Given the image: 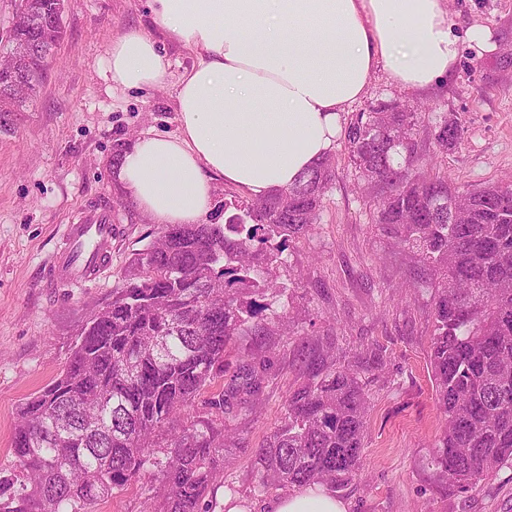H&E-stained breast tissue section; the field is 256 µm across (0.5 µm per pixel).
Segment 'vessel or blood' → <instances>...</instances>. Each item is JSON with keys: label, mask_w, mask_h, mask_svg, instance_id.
<instances>
[{"label": "vessel or blood", "mask_w": 512, "mask_h": 512, "mask_svg": "<svg viewBox=\"0 0 512 512\" xmlns=\"http://www.w3.org/2000/svg\"><path fill=\"white\" fill-rule=\"evenodd\" d=\"M117 230L111 207H85L78 221L65 227L66 248L55 258L51 278L80 287L95 285L108 268Z\"/></svg>", "instance_id": "obj_1"}]
</instances>
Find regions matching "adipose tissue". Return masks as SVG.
<instances>
[{
	"label": "adipose tissue",
	"mask_w": 512,
	"mask_h": 512,
	"mask_svg": "<svg viewBox=\"0 0 512 512\" xmlns=\"http://www.w3.org/2000/svg\"><path fill=\"white\" fill-rule=\"evenodd\" d=\"M154 25L193 51L174 84L177 134L137 138L116 182L153 224H205L218 185L258 199L289 188L326 156L341 115L383 71L417 92L459 56L443 0H149ZM169 61L150 35L110 43L105 72L124 90L160 85ZM266 512H347L317 486Z\"/></svg>",
	"instance_id": "obj_1"
}]
</instances>
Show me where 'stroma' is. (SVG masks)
I'll list each match as a JSON object with an SVG mask.
<instances>
[{"label": "stroma", "mask_w": 512, "mask_h": 512, "mask_svg": "<svg viewBox=\"0 0 512 512\" xmlns=\"http://www.w3.org/2000/svg\"><path fill=\"white\" fill-rule=\"evenodd\" d=\"M460 56L453 73L415 92H401L376 73L365 98L428 107L426 123L457 117L463 140L435 158L436 170L462 189L512 178V0H446ZM65 36L48 77L24 111L0 116V477H14L12 436L18 408L46 386L71 353L80 328L112 300L120 273L151 241L158 225L138 212L112 178L116 146L148 132L176 134L173 85L193 56L161 38L147 0H67ZM479 28L482 41L468 32ZM139 30L158 38L171 60L165 81L151 89L112 90L101 63L113 37ZM336 180L329 188L316 234L290 247L278 272L288 290L287 333L241 337L228 362L247 352L265 355L264 398L236 417L238 440L224 451V481L210 498L225 512V497L248 512L279 496L253 490L254 448L278 424L290 389L310 363L334 356L351 365L371 402L363 475L336 496L348 512H512V468L472 491L449 487L434 458L439 412L428 354L432 290L412 249L371 221L373 203L354 188L355 172L336 144ZM105 198L119 233L112 265L93 287L48 280L64 251L63 226L81 205ZM384 365L373 369L372 354Z\"/></svg>", "instance_id": "obj_1"}]
</instances>
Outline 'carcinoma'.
I'll list each match as a JSON object with an SVG mask.
<instances>
[{"label": "carcinoma", "instance_id": "carcinoma-1", "mask_svg": "<svg viewBox=\"0 0 512 512\" xmlns=\"http://www.w3.org/2000/svg\"><path fill=\"white\" fill-rule=\"evenodd\" d=\"M35 23L55 28L54 0H29ZM373 105L351 115L344 144L372 223L415 250L432 280L429 364L443 417L435 465L458 492L512 467V184L460 191L422 154L421 113ZM464 129L442 116L435 150ZM336 178L327 154L293 186L224 203L222 224H165L125 268L112 302L83 326L57 378L21 403L15 466L27 479L0 491V512H87L150 475L152 512H210L224 479L234 408L262 398L265 359L233 372L237 339L273 332L288 314L275 269L291 243L317 230ZM460 198V220L446 201ZM208 393L202 407L193 402ZM369 397L359 373L323 365L288 393L280 424L255 454V489H342L362 470Z\"/></svg>", "mask_w": 512, "mask_h": 512}]
</instances>
